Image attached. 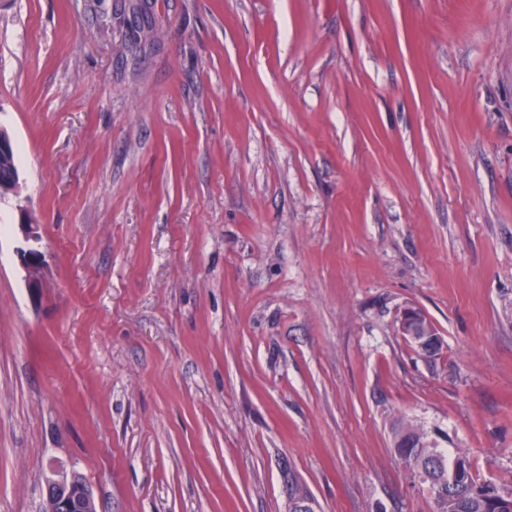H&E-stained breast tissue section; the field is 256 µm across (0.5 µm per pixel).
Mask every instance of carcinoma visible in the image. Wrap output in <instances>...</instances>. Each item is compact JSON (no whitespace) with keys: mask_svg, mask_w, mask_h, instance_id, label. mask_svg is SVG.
Returning <instances> with one entry per match:
<instances>
[{"mask_svg":"<svg viewBox=\"0 0 512 512\" xmlns=\"http://www.w3.org/2000/svg\"><path fill=\"white\" fill-rule=\"evenodd\" d=\"M441 336H425L418 349L428 358L441 352ZM394 455L410 472L425 471L424 482L434 504V512H512V491L501 492L489 485L478 486L472 475L469 458L460 452L451 454L439 447L423 428L409 422L393 430ZM294 501L292 512H313L309 493L294 479L288 481Z\"/></svg>","mask_w":512,"mask_h":512,"instance_id":"1","label":"carcinoma"}]
</instances>
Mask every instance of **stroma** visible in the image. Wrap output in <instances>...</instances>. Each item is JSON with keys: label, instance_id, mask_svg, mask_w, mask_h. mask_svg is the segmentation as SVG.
<instances>
[{"label": "stroma", "instance_id": "35a3bbf8", "mask_svg": "<svg viewBox=\"0 0 512 512\" xmlns=\"http://www.w3.org/2000/svg\"><path fill=\"white\" fill-rule=\"evenodd\" d=\"M126 2L0 0V512H432L399 417L512 491V0ZM19 214V229L23 235L26 243L24 248L18 250L21 261L28 273V284L31 288H38L40 286V273L44 263V255L40 249L35 245L38 241V236L33 231L30 224L25 208L18 207ZM420 314V320H419V329L421 330V335L424 334V328L432 327V329L435 332V336H422V341L420 342L419 346H416L426 357L428 358H434L438 356L441 352L442 343H439V339L442 342V337L439 336L438 331L433 326V324L425 317L424 314H422L419 311ZM95 504L89 485L78 474L47 482L45 512H94Z\"/></svg>", "mask_w": 512, "mask_h": 512}]
</instances>
